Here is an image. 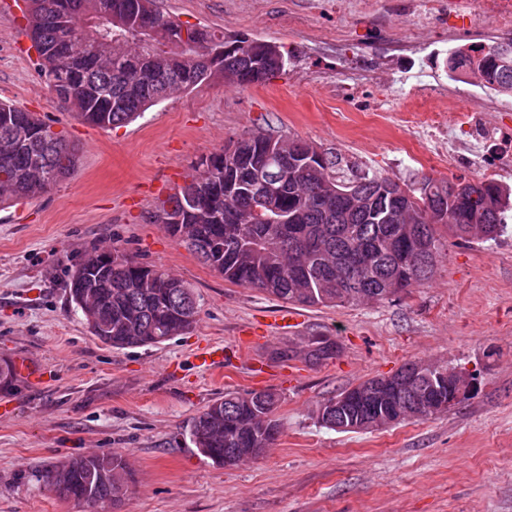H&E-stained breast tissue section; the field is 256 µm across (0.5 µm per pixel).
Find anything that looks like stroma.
I'll list each match as a JSON object with an SVG mask.
<instances>
[{
  "label": "stroma",
  "instance_id": "stroma-1",
  "mask_svg": "<svg viewBox=\"0 0 512 512\" xmlns=\"http://www.w3.org/2000/svg\"><path fill=\"white\" fill-rule=\"evenodd\" d=\"M188 25L283 46L284 71L239 87L217 76L115 128L77 121L45 86L17 6L0 0V99L55 121L80 149L75 171L48 193L0 209V360L27 358L41 377L0 390V512H89L37 474L85 452L123 454L134 477L117 512H512V232L497 240L442 235L431 279L390 300L299 307L238 286L154 220L192 165L231 139L300 138L417 188L471 180L478 163L422 145L407 123L421 92L465 103L472 86L448 75L449 40L483 45L489 21L454 13L417 24L403 0H154ZM168 269L200 299L186 334L114 349L70 301L62 268L95 246ZM252 341L234 365L192 363L208 345ZM316 333L343 349L319 365L273 352ZM423 359L476 370L472 398L447 413L371 433L317 420L321 402ZM281 397L273 448L238 467L191 443L194 417L224 392L252 390V368Z\"/></svg>",
  "mask_w": 512,
  "mask_h": 512
}]
</instances>
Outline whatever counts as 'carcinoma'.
<instances>
[{
    "label": "carcinoma",
    "instance_id": "obj_1",
    "mask_svg": "<svg viewBox=\"0 0 512 512\" xmlns=\"http://www.w3.org/2000/svg\"><path fill=\"white\" fill-rule=\"evenodd\" d=\"M26 33L36 54L38 72L64 105L75 108L77 119L103 128L131 122L174 93L190 90L225 73L229 82H264L284 69L288 58L269 42L253 39L244 47L224 52L226 36L193 28L196 47L180 49L183 23L153 8L152 0H24ZM499 88L512 93V41L474 47L473 54L454 58ZM313 144L258 133L241 137L203 158L193 167L190 183L211 201L207 210L185 209L183 190L165 201L158 217L173 208L181 223L165 224L172 237L185 244L224 280L255 288L279 300L307 307L360 305L391 298L389 282L403 292L432 275L421 272L419 260L399 264L408 229L424 227L432 249L438 229L460 239L495 241L512 222V189L494 178L477 179L488 206L451 193L453 183L426 180L424 196L413 200L398 194L399 183L371 169H356L338 154L320 160L307 156ZM216 163L209 176L199 174L206 161ZM78 162V150L62 131L32 112L0 101V208L44 192L45 176L54 184L67 178ZM267 173L278 188L276 207L284 224L259 222L251 207L262 206L254 182ZM365 182L362 205L336 194L345 183ZM90 249L65 268L71 302L85 292L95 293L102 307L103 335L112 347L124 349L162 344L189 330L199 313L190 286L167 270L133 265L93 264ZM83 277L75 278V270ZM374 377L326 399L360 392V399L342 405L343 432H372L401 422L404 416L427 419L441 412L440 390L425 400L409 398L400 404L387 400ZM276 393L226 391L190 425L195 448L225 467L256 459L280 434ZM71 482L64 488L51 483L52 471L41 480L61 499L117 506L130 490L132 473L120 454L86 460L77 455ZM112 468V484L98 472Z\"/></svg>",
    "mask_w": 512,
    "mask_h": 512
}]
</instances>
